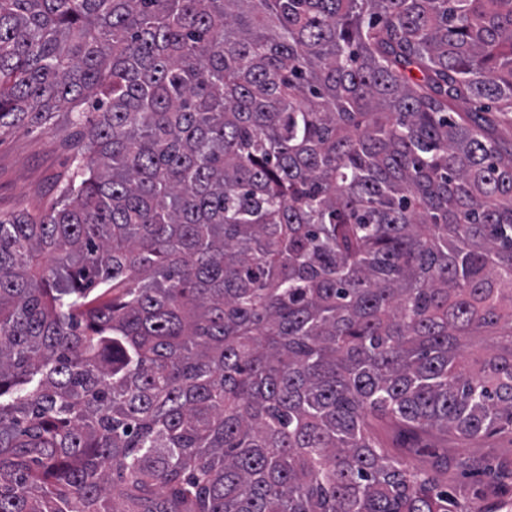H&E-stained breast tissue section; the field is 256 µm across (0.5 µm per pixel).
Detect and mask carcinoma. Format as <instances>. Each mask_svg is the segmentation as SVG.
<instances>
[{
  "instance_id": "cac0c4a2",
  "label": "carcinoma",
  "mask_w": 512,
  "mask_h": 512,
  "mask_svg": "<svg viewBox=\"0 0 512 512\" xmlns=\"http://www.w3.org/2000/svg\"><path fill=\"white\" fill-rule=\"evenodd\" d=\"M61 112L0 512H462L375 427L512 433V0H0V128Z\"/></svg>"
}]
</instances>
